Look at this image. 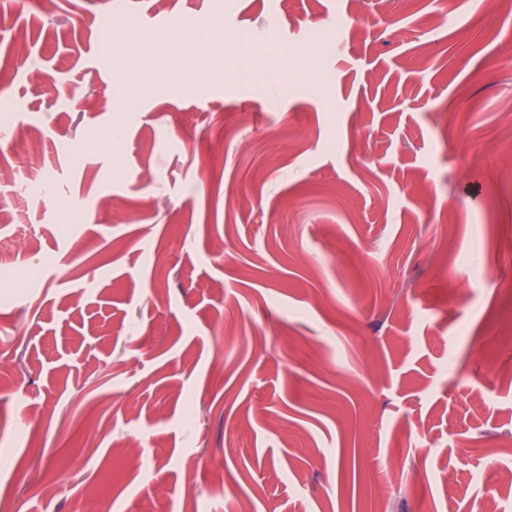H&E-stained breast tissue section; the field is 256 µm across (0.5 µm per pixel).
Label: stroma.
I'll return each mask as SVG.
<instances>
[{
	"instance_id": "1",
	"label": "stroma",
	"mask_w": 512,
	"mask_h": 512,
	"mask_svg": "<svg viewBox=\"0 0 512 512\" xmlns=\"http://www.w3.org/2000/svg\"><path fill=\"white\" fill-rule=\"evenodd\" d=\"M489 3L0 0V512H459L488 478L512 512ZM191 21L250 30L257 79L165 75Z\"/></svg>"
}]
</instances>
